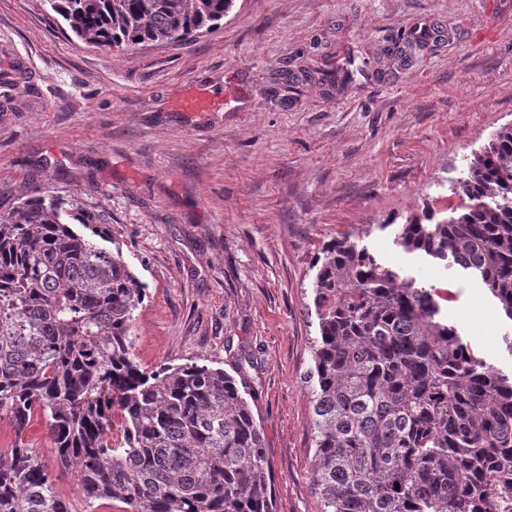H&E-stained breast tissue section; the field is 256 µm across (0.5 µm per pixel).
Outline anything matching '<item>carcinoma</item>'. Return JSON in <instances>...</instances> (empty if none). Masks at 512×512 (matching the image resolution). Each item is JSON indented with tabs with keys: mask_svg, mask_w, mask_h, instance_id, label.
I'll return each instance as SVG.
<instances>
[{
	"mask_svg": "<svg viewBox=\"0 0 512 512\" xmlns=\"http://www.w3.org/2000/svg\"><path fill=\"white\" fill-rule=\"evenodd\" d=\"M235 0H45L94 47L209 32ZM450 191L461 212L413 214L397 243L478 276L512 321V123ZM78 221L92 236L76 233ZM105 223L45 193L0 212V419H46L86 501L128 512H276L264 435L221 368H142L146 287ZM313 489L321 512H512V373L440 317L444 296L343 235L316 258ZM0 512H72L22 441L0 452Z\"/></svg>",
	"mask_w": 512,
	"mask_h": 512,
	"instance_id": "1",
	"label": "carcinoma"
}]
</instances>
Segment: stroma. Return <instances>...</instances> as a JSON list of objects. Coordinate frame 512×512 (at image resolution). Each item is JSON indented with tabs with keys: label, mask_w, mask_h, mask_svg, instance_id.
Returning <instances> with one entry per match:
<instances>
[{
	"label": "stroma",
	"mask_w": 512,
	"mask_h": 512,
	"mask_svg": "<svg viewBox=\"0 0 512 512\" xmlns=\"http://www.w3.org/2000/svg\"><path fill=\"white\" fill-rule=\"evenodd\" d=\"M370 71L324 82L348 59ZM190 98L204 100L187 107ZM512 122V0H235L187 41L97 48L43 0H0V210L51 189L109 217L148 296L133 353L195 361L254 391L277 512H320L308 374L314 262L343 234L384 266L450 288L442 314L512 369V321L461 268L395 245L425 207L449 215L472 154ZM34 448L73 512L43 418L0 421Z\"/></svg>",
	"instance_id": "obj_1"
}]
</instances>
